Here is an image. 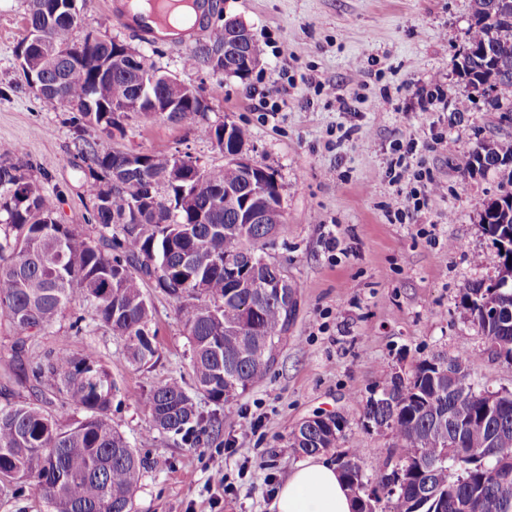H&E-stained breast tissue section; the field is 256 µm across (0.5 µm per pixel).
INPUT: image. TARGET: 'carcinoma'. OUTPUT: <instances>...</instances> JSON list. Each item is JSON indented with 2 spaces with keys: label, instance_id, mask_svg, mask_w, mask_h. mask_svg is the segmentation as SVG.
<instances>
[{
  "label": "carcinoma",
  "instance_id": "obj_1",
  "mask_svg": "<svg viewBox=\"0 0 512 512\" xmlns=\"http://www.w3.org/2000/svg\"><path fill=\"white\" fill-rule=\"evenodd\" d=\"M65 6L66 0H27V37L18 51L37 97L70 107L109 136L128 113L145 112L189 127L221 150L241 148L250 139L247 129L234 124L224 144V125L207 122L206 97L191 85H166L163 74L127 44L89 36L74 43L76 24L65 18ZM472 17L469 47L456 67L473 88L512 93V0H474ZM227 45L240 49L230 70L224 69ZM262 57L253 33L228 18L195 47L192 59L244 79ZM142 82L154 86L139 101L135 90ZM174 98L179 109L165 111ZM78 149L88 162L95 240L58 223L56 201L30 174V165L14 159L10 149L0 150V317L15 334L30 337L85 304L92 321L124 342L130 362L151 366L158 359L157 333L150 328L143 285L153 279L177 303L196 389L216 405L228 402L230 380L245 393L275 362L297 311L279 293L276 275L261 264L258 248L284 223L283 209L253 196L243 171L228 162L195 178L176 164L177 151L138 152L140 166L128 169L123 151H101L84 139ZM509 158L512 147L483 146L464 168L496 169ZM245 200L248 208L263 211L264 223L239 222ZM135 213L138 220L131 224ZM483 224L497 247L512 246V191L483 205ZM229 263L257 271L234 278ZM487 298L512 312V282L495 293L483 282L469 283L462 295L495 352L512 362V320L484 317L480 304ZM452 362L446 372L424 359L408 380L391 376L367 402L368 426L391 434L401 454L395 464L378 462L367 476L357 456L346 455L339 469L353 498L370 496L374 505L385 499L393 512H459L456 502L463 500L472 504L471 512L512 505V479L491 475L499 465L512 468V399L496 418L483 419L484 390L471 372L459 370L470 367L468 357ZM29 370L21 382L49 378L68 406L54 409L49 400L0 408V482L33 486L53 512H130L141 460L112 426L119 388L111 372L95 357L66 348L46 360L29 359ZM147 403L162 434L187 439L205 430L194 397L176 380L152 388ZM337 441L315 420L298 427L290 446L315 455ZM394 468L404 472L395 490L389 480Z\"/></svg>",
  "mask_w": 512,
  "mask_h": 512
}]
</instances>
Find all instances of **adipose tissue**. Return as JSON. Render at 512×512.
Segmentation results:
<instances>
[{"label":"adipose tissue","mask_w":512,"mask_h":512,"mask_svg":"<svg viewBox=\"0 0 512 512\" xmlns=\"http://www.w3.org/2000/svg\"><path fill=\"white\" fill-rule=\"evenodd\" d=\"M356 503L335 464L308 459L278 487L272 512H354Z\"/></svg>","instance_id":"adipose-tissue-1"}]
</instances>
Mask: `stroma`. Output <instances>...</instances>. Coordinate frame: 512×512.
<instances>
[{"label":"stroma","mask_w":512,"mask_h":512,"mask_svg":"<svg viewBox=\"0 0 512 512\" xmlns=\"http://www.w3.org/2000/svg\"><path fill=\"white\" fill-rule=\"evenodd\" d=\"M472 0H215L197 43L225 19L246 23L264 60L239 79L193 65L179 42L149 43L113 18L112 0H88L73 38L120 40L162 72L204 91L210 124L248 128L246 156L272 173L285 222L263 250L287 270L298 310L266 375L226 406L197 394L189 344L172 298L145 285L157 332L158 361L132 364L111 330L95 325L68 333L63 317L30 342L33 356L61 346L101 360L120 385L112 424L143 462L131 512H270L288 472L302 461L289 445L306 419L337 416L336 454H353L363 470L398 459L391 434L368 428L364 411L387 374L410 376L416 363L469 354L482 388L512 390V363L461 303L473 281L494 280L500 258L485 232L484 202L512 190V163L463 171L481 146L512 142V112L491 109L483 90L466 88L455 62L465 51ZM26 0H0V144L31 164V174L56 195L57 219L85 236L88 168L76 141L105 151L173 152L207 168L224 165L208 138L167 120L132 113L112 134L79 123L69 108L38 98L17 50L26 35ZM287 42V56L275 54ZM438 84L442 97L421 106L419 87ZM334 85L335 94L322 93ZM277 95L278 111L259 107ZM443 144L435 152L424 146ZM409 162L444 186L414 209L412 181L392 183L389 167L409 143ZM402 211V222L390 220ZM336 249H329L330 236ZM178 381L208 417L203 435L184 441L152 429L146 395ZM223 471L224 484L212 480Z\"/></svg>","instance_id":"stroma-1"}]
</instances>
